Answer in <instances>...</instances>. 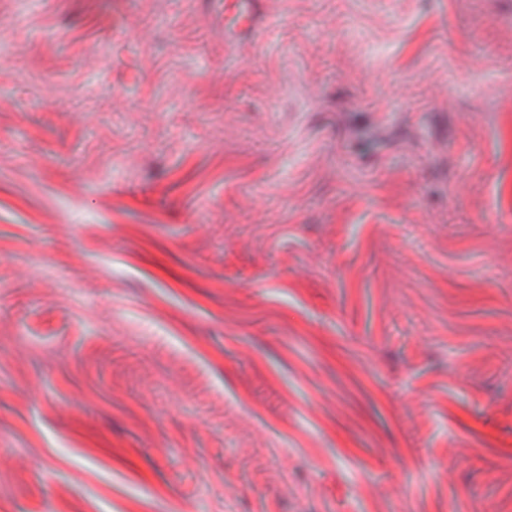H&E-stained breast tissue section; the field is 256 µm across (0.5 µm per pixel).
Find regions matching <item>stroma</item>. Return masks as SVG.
<instances>
[{
	"mask_svg": "<svg viewBox=\"0 0 512 512\" xmlns=\"http://www.w3.org/2000/svg\"><path fill=\"white\" fill-rule=\"evenodd\" d=\"M0 512H512V0H0Z\"/></svg>",
	"mask_w": 512,
	"mask_h": 512,
	"instance_id": "1",
	"label": "stroma"
}]
</instances>
